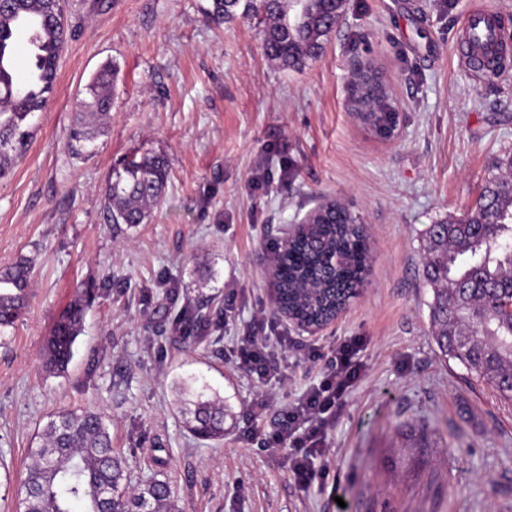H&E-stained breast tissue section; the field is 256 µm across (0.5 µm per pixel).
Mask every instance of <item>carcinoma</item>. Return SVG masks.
<instances>
[{"label": "carcinoma", "instance_id": "cac0c4a2", "mask_svg": "<svg viewBox=\"0 0 512 512\" xmlns=\"http://www.w3.org/2000/svg\"><path fill=\"white\" fill-rule=\"evenodd\" d=\"M53 0H6L0 6V176L24 154L32 138L28 118L42 111L52 93L67 30L54 16ZM347 0H208L206 18L257 19L263 24L265 55L283 68H300L322 51ZM33 19L32 78H16L15 40L22 23ZM120 68L103 65L85 86V97L71 139L80 146L104 132L111 117ZM384 89L356 83L351 102L364 111L363 120L383 135L391 133L397 114L380 102ZM512 158L488 169L483 192L474 207L458 218L429 225L422 234L424 278L432 289L431 335L445 359L459 362L488 383L505 401H512V319L495 307L496 293L512 292ZM168 163L156 152L134 151L112 168L105 192L108 221L136 227L150 220L165 191ZM319 218L306 235L277 254L282 270L277 303L301 321L326 320L348 303L363 280L370 260L367 235L359 217L334 200L318 205ZM479 272L486 288H469ZM31 261L21 256L0 268V330L23 314L29 296ZM93 289L84 288L58 317L43 346L46 368L68 369L74 345L93 303ZM182 413L191 432L201 439L224 438V398L201 391L184 403ZM30 449L31 463L23 481L19 512H71L79 502L84 512H178L168 479L155 476L131 489L126 460L114 448L101 414L62 410L38 433Z\"/></svg>", "mask_w": 512, "mask_h": 512}]
</instances>
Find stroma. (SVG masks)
I'll return each mask as SVG.
<instances>
[{
	"label": "stroma",
	"mask_w": 512,
	"mask_h": 512,
	"mask_svg": "<svg viewBox=\"0 0 512 512\" xmlns=\"http://www.w3.org/2000/svg\"><path fill=\"white\" fill-rule=\"evenodd\" d=\"M472 3L349 0L318 58L283 69L256 21L210 22L207 0H66L54 92L0 177V266L33 260L29 306L0 332V512H17L34 437L64 409L100 412L132 483L166 473L179 512H512V402L439 355L423 279L422 230L466 212L512 153V75L479 82L455 53ZM367 60L395 136L351 110ZM107 61L120 67L112 121L74 152L73 103ZM134 150L166 154L169 180L149 223L119 230L104 190ZM328 198L365 225L370 262L315 342L363 337V371L327 430V475L304 488L262 442L319 367L292 348L286 379L262 384L236 342L276 316L274 248ZM86 287L98 295L73 358L48 373L44 341ZM204 303L220 319L190 337L177 320ZM183 384L224 396L223 441L188 430Z\"/></svg>",
	"instance_id": "1"
}]
</instances>
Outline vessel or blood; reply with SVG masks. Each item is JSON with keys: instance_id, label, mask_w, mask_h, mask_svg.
<instances>
[{"instance_id": "obj_1", "label": "vessel or blood", "mask_w": 512, "mask_h": 512, "mask_svg": "<svg viewBox=\"0 0 512 512\" xmlns=\"http://www.w3.org/2000/svg\"><path fill=\"white\" fill-rule=\"evenodd\" d=\"M501 20L500 12L476 5L457 31L458 59L476 79L512 73V41L505 39Z\"/></svg>"}]
</instances>
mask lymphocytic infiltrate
I'll list each match as a JSON object with an SVG mask.
<instances>
[{"instance_id":"1","label":"lymphocytic infiltrate","mask_w":512,"mask_h":512,"mask_svg":"<svg viewBox=\"0 0 512 512\" xmlns=\"http://www.w3.org/2000/svg\"><path fill=\"white\" fill-rule=\"evenodd\" d=\"M270 335L260 336L254 330L244 331L237 343V360L258 380L280 374L278 358L294 344L285 327L270 322ZM298 344V343H295ZM308 359L321 362L320 378L282 410L276 429L264 440L265 450L283 455L285 467L299 484L307 486L316 476L315 465L323 459L325 428L333 419L336 404L358 379L363 366L357 355L363 340L354 337L339 346L323 349L317 344L300 343Z\"/></svg>"}]
</instances>
